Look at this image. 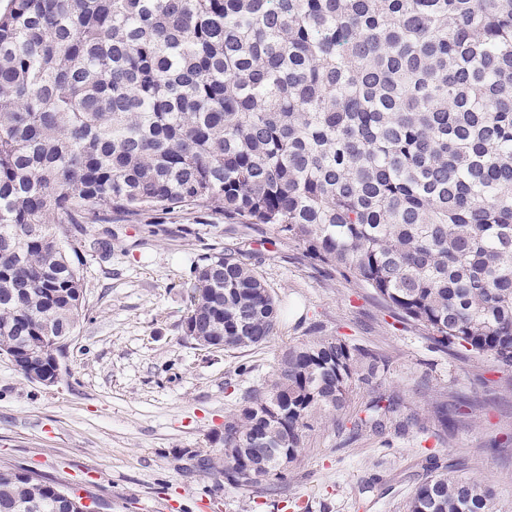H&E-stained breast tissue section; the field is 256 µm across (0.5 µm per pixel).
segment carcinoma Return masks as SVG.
Wrapping results in <instances>:
<instances>
[{"label":"carcinoma","mask_w":512,"mask_h":512,"mask_svg":"<svg viewBox=\"0 0 512 512\" xmlns=\"http://www.w3.org/2000/svg\"><path fill=\"white\" fill-rule=\"evenodd\" d=\"M0 14V354L56 376L83 318L68 224L192 207L273 224L452 354L512 369V0H10ZM239 249L202 259L188 339H275ZM378 357L286 350L203 458L236 488L288 481ZM394 411L373 400L353 434ZM407 512H493L428 456ZM17 468L0 512H82Z\"/></svg>","instance_id":"carcinoma-1"}]
</instances>
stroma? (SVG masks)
Segmentation results:
<instances>
[{
	"instance_id": "1",
	"label": "stroma",
	"mask_w": 512,
	"mask_h": 512,
	"mask_svg": "<svg viewBox=\"0 0 512 512\" xmlns=\"http://www.w3.org/2000/svg\"><path fill=\"white\" fill-rule=\"evenodd\" d=\"M69 235L81 247L85 317L54 385L28 380L0 354V467L91 495L99 512H406L431 451L490 484L496 512H512L511 371L436 347L271 224L195 208L73 224ZM227 247L248 253L282 318L267 345L213 352L184 335L187 290L202 258ZM313 336L347 339L384 362L377 380L355 387L351 411L394 397L392 425L311 431L276 495L195 468L186 449L208 450L245 392Z\"/></svg>"
}]
</instances>
